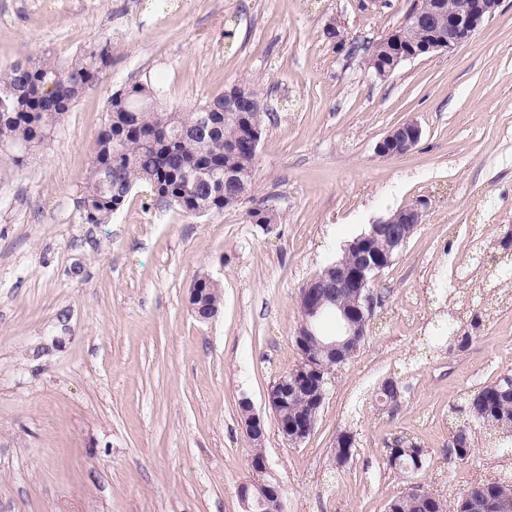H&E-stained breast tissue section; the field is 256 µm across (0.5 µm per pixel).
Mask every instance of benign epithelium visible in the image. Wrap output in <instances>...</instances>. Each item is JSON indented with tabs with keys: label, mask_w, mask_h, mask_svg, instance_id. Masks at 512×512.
<instances>
[{
	"label": "benign epithelium",
	"mask_w": 512,
	"mask_h": 512,
	"mask_svg": "<svg viewBox=\"0 0 512 512\" xmlns=\"http://www.w3.org/2000/svg\"><path fill=\"white\" fill-rule=\"evenodd\" d=\"M499 3L500 0H464L462 7L448 11L439 2L432 18L426 20L414 10L406 20L428 28V50H451L470 41L495 13ZM421 134L416 123L404 122L382 138L377 145V154L381 157L403 156L418 145ZM421 221L422 211L416 205L406 206L394 216L378 219L372 223L370 233L362 236L363 243L351 250L354 274L338 272L334 278L318 274L303 286L299 296L303 320L295 336L300 359L267 394L268 407L286 441L299 443L310 435L315 426V411L322 400V396L308 391L311 378L345 364L354 355L365 340L366 326L375 309L382 304L381 296L370 285L367 272L384 270L390 266L391 258L382 259L374 254V239L388 236L402 244ZM201 296L200 289L192 288L188 302L196 318L207 322L210 313L199 303ZM298 394L306 395V409L290 429L284 422V414L288 412V398ZM242 403L244 412L240 420L246 436L252 447L260 448L265 438L264 421L248 399H243ZM250 487L251 483L247 482L238 489L247 512H254L265 499L281 502V488L276 484L263 487L261 495L256 497L250 494Z\"/></svg>",
	"instance_id": "obj_1"
}]
</instances>
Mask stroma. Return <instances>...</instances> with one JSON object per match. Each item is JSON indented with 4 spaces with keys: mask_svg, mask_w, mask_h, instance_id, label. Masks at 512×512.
<instances>
[{
    "mask_svg": "<svg viewBox=\"0 0 512 512\" xmlns=\"http://www.w3.org/2000/svg\"><path fill=\"white\" fill-rule=\"evenodd\" d=\"M414 0H0V68L23 55L110 57L52 140L25 164L0 158V512H245L252 477L239 402L265 422V478L282 512H385L418 484L449 506L512 472V449L467 428L464 393L512 375V0L473 39L402 62L388 78L323 35L375 43ZM233 31L226 39L225 31ZM242 80L267 103L247 196L199 217L137 187L108 224L83 220L92 150L113 94L149 83L182 112ZM422 130L407 155L376 145ZM422 222L375 280L383 302L335 369L315 428L285 442L266 403L300 358L299 293L369 224L416 201ZM271 205L272 229L252 223ZM210 276L222 305L198 321L187 297ZM481 326L464 350L448 320ZM402 386L379 404L382 382ZM355 438L345 467L338 433ZM431 464H386L394 437ZM421 134L422 131L416 123L404 122L382 138L377 145V154L380 157L403 156L418 145Z\"/></svg>",
    "mask_w": 512,
    "mask_h": 512,
    "instance_id": "1",
    "label": "stroma"
}]
</instances>
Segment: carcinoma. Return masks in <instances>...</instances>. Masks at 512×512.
<instances>
[{
  "label": "carcinoma",
  "mask_w": 512,
  "mask_h": 512,
  "mask_svg": "<svg viewBox=\"0 0 512 512\" xmlns=\"http://www.w3.org/2000/svg\"><path fill=\"white\" fill-rule=\"evenodd\" d=\"M397 38L401 47L424 55L426 28L405 23L389 37L372 46L351 43L348 54L364 53L376 65L388 67L387 45ZM109 47L94 45L75 58L52 62L27 56L0 73V153L8 154L16 166L25 154L45 144L80 94L97 82L106 66ZM210 115L209 124L201 118ZM268 110L224 111V96L205 101L188 112L161 108L155 91L135 83L112 96L107 118L92 151L89 177L83 190L82 208L88 224H106L120 210L139 183L150 185L156 201L178 207L188 216L222 211L241 202L225 191L224 172L253 177L257 161L254 144L263 134V116ZM196 288H207L204 298L217 309L221 293L202 276ZM511 376L487 383L465 396L464 412L473 425L512 439ZM355 447L354 436L344 433L332 449L336 467L345 466ZM388 465L405 472L428 464L424 448L410 440L396 441L388 448ZM489 512H512V476L488 482ZM430 500L402 498L390 501V512H430Z\"/></svg>",
  "instance_id": "carcinoma-1"
}]
</instances>
